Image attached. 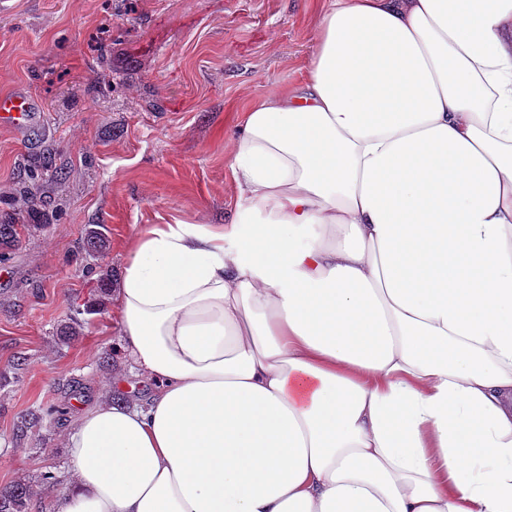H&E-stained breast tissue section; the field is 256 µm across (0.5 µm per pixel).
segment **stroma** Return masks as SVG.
Listing matches in <instances>:
<instances>
[{"instance_id": "stroma-1", "label": "stroma", "mask_w": 512, "mask_h": 512, "mask_svg": "<svg viewBox=\"0 0 512 512\" xmlns=\"http://www.w3.org/2000/svg\"><path fill=\"white\" fill-rule=\"evenodd\" d=\"M322 2L0 0V93L29 92L39 109L33 128L0 126V224L26 207L12 196L25 166L49 154L59 172L37 193L35 230L0 263V488L28 483L39 512L67 491L71 423L115 402L112 379L129 372L100 276L120 279L150 225L232 221L231 136L254 104L299 83ZM98 224L108 245L96 252ZM73 320L75 339L60 343ZM51 406L62 415L15 439L18 416ZM44 471L61 483L44 489Z\"/></svg>"}]
</instances>
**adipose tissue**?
<instances>
[{
    "instance_id": "ef3b65f1",
    "label": "adipose tissue",
    "mask_w": 512,
    "mask_h": 512,
    "mask_svg": "<svg viewBox=\"0 0 512 512\" xmlns=\"http://www.w3.org/2000/svg\"><path fill=\"white\" fill-rule=\"evenodd\" d=\"M231 169L232 224L131 244L156 387L78 417L58 512H512V0H326Z\"/></svg>"
}]
</instances>
